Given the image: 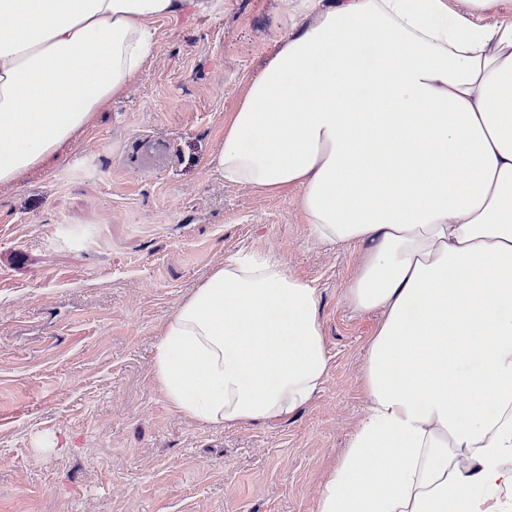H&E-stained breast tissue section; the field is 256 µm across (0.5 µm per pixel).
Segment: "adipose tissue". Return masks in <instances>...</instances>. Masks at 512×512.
<instances>
[{"mask_svg": "<svg viewBox=\"0 0 512 512\" xmlns=\"http://www.w3.org/2000/svg\"><path fill=\"white\" fill-rule=\"evenodd\" d=\"M328 0L253 77L213 158L300 187L320 241L360 246L378 311L365 413L317 512H512V0ZM188 0H0V188L121 97ZM507 19L476 23L483 12ZM330 367L317 288L237 253L159 327L152 374L207 425L288 418Z\"/></svg>", "mask_w": 512, "mask_h": 512, "instance_id": "adipose-tissue-1", "label": "adipose tissue"}]
</instances>
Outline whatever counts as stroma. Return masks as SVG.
<instances>
[{
    "mask_svg": "<svg viewBox=\"0 0 512 512\" xmlns=\"http://www.w3.org/2000/svg\"><path fill=\"white\" fill-rule=\"evenodd\" d=\"M316 0H195L155 25L125 94L46 167L0 189V512H317L366 409L381 320L345 288L361 248L314 239L299 190L260 193L211 158L249 79ZM284 259L320 295L330 369L283 421L174 414L158 327L232 254Z\"/></svg>",
    "mask_w": 512,
    "mask_h": 512,
    "instance_id": "35a3bbf8",
    "label": "stroma"
}]
</instances>
